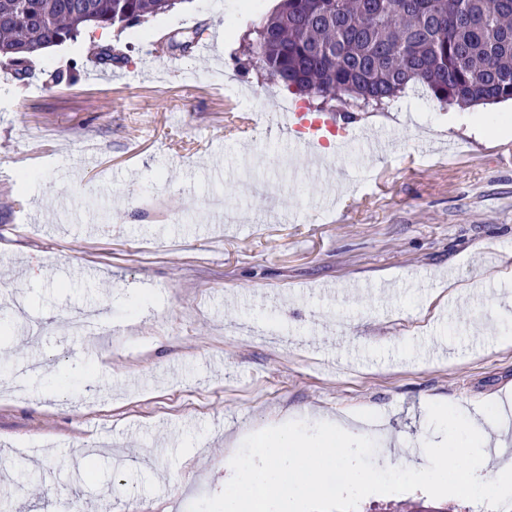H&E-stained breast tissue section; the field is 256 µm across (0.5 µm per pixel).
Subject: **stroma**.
Instances as JSON below:
<instances>
[{
	"label": "stroma",
	"mask_w": 512,
	"mask_h": 512,
	"mask_svg": "<svg viewBox=\"0 0 512 512\" xmlns=\"http://www.w3.org/2000/svg\"><path fill=\"white\" fill-rule=\"evenodd\" d=\"M251 20L184 0L114 38L123 65L98 66L88 31L24 80L0 66V512H187L249 434L287 419L364 417L381 468L441 441L429 403L493 404L505 424L512 105L459 109L504 126L490 137L448 130L430 97L336 111L390 148L355 168L329 141L317 172L266 136L286 90L243 56ZM182 30L223 52L170 51ZM253 156L291 221L238 197ZM88 308L115 334L72 329Z\"/></svg>",
	"instance_id": "obj_1"
}]
</instances>
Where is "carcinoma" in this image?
<instances>
[{"mask_svg": "<svg viewBox=\"0 0 512 512\" xmlns=\"http://www.w3.org/2000/svg\"><path fill=\"white\" fill-rule=\"evenodd\" d=\"M182 0H0V64L91 28L117 33ZM274 82L322 112L383 110L421 86L461 107L512 100V0H282L244 35Z\"/></svg>", "mask_w": 512, "mask_h": 512, "instance_id": "cac0c4a2", "label": "carcinoma"}]
</instances>
